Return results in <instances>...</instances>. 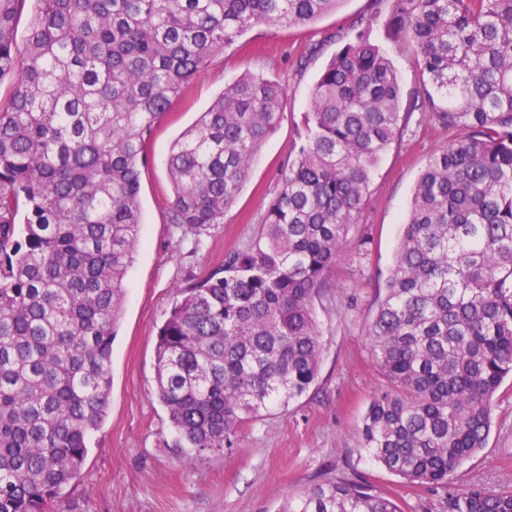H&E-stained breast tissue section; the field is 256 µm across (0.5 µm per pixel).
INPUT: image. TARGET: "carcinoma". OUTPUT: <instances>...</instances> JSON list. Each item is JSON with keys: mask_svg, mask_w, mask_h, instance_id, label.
<instances>
[{"mask_svg": "<svg viewBox=\"0 0 512 512\" xmlns=\"http://www.w3.org/2000/svg\"><path fill=\"white\" fill-rule=\"evenodd\" d=\"M344 0H0V512H64L103 422L112 340L144 224L141 170L174 100L252 25L300 27ZM25 47L17 49L24 12ZM387 25L416 91L461 131L413 190L369 328L387 380L360 447L443 512H512V490L448 491L486 446L512 376V0H391ZM282 85L247 72L173 142L172 223H224L278 129ZM389 56L367 33L315 82L261 235L179 289L159 330L156 392L173 444L235 447L252 421L315 382L313 300L405 116ZM282 512H402L362 481L317 483Z\"/></svg>", "mask_w": 512, "mask_h": 512, "instance_id": "1", "label": "carcinoma"}]
</instances>
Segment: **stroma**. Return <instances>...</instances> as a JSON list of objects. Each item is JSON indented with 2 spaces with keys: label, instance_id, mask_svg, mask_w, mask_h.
Masks as SVG:
<instances>
[{
  "label": "stroma",
  "instance_id": "obj_1",
  "mask_svg": "<svg viewBox=\"0 0 512 512\" xmlns=\"http://www.w3.org/2000/svg\"><path fill=\"white\" fill-rule=\"evenodd\" d=\"M374 13L372 0H346L305 27L252 26L211 58L158 125L141 169L144 232L112 342L109 403L102 424L87 438L80 478L64 491L63 512H282L289 496L341 479L367 482L375 493L394 497L402 512H441V494L407 485L371 460L355 436L385 385L368 331L395 266L400 225L429 158L458 136L431 116L414 114L408 131L383 155L328 287L314 299L323 347L315 383L287 409L247 425L232 452H206L188 464L172 445L168 414L156 392L158 333L178 288L257 238L280 189L288 149L304 133L312 87L323 66L356 35L355 20L373 18L370 38L392 58L402 93L416 85L411 52L388 38ZM247 72L283 84V118L223 223L204 230L197 249L192 236L169 221L172 186L165 160L173 140ZM455 485L512 488L511 377L494 396L485 448L457 468Z\"/></svg>",
  "mask_w": 512,
  "mask_h": 512
}]
</instances>
